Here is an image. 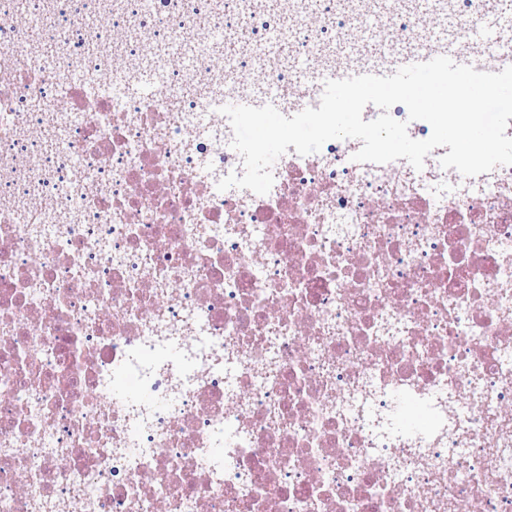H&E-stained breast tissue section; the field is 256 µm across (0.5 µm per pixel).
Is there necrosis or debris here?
<instances>
[{
  "instance_id": "obj_1",
  "label": "necrosis or debris",
  "mask_w": 512,
  "mask_h": 512,
  "mask_svg": "<svg viewBox=\"0 0 512 512\" xmlns=\"http://www.w3.org/2000/svg\"><path fill=\"white\" fill-rule=\"evenodd\" d=\"M62 2L42 12L55 54L22 61L32 21L0 0V512H512V166L465 177L438 147L422 170L356 162L338 183L328 154L291 149L268 194L218 190L243 171L220 112L238 71L206 65L196 0L167 20L172 49L198 31L191 113L167 63L138 94L124 0H89L127 17L94 69L74 63ZM338 6L350 55L314 45L288 85L255 60L287 115L328 75L396 65V43L437 50L442 29L476 70L512 65V23L484 0L464 16L454 0ZM285 9L284 42L322 21L312 0ZM400 12L409 27L391 25ZM490 26L499 39L478 44ZM47 80L77 161L44 201L53 172L16 144L42 136L18 99ZM207 131L230 164L185 165ZM132 181L138 197L114 193Z\"/></svg>"
}]
</instances>
